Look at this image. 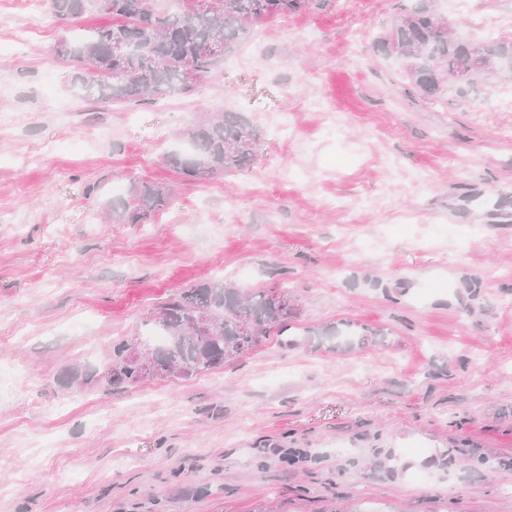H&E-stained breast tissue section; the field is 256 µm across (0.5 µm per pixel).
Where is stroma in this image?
Wrapping results in <instances>:
<instances>
[{
    "label": "stroma",
    "instance_id": "1",
    "mask_svg": "<svg viewBox=\"0 0 512 512\" xmlns=\"http://www.w3.org/2000/svg\"><path fill=\"white\" fill-rule=\"evenodd\" d=\"M418 3L458 27L311 0L129 106L72 94L46 0H0V512H512V102L409 86L379 42ZM228 110L246 169L163 163ZM143 181L169 208L109 219ZM218 278L287 326L190 380L64 384Z\"/></svg>",
    "mask_w": 512,
    "mask_h": 512
}]
</instances>
